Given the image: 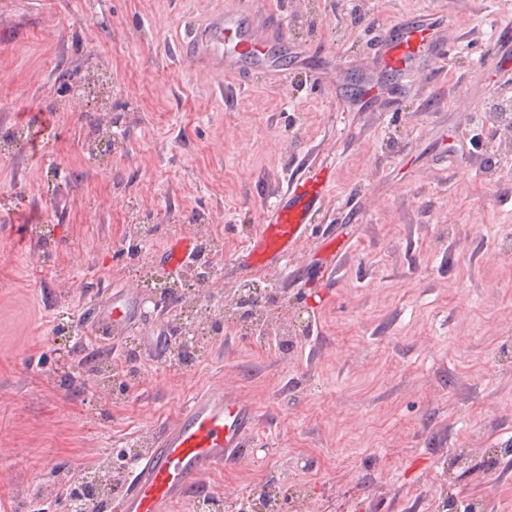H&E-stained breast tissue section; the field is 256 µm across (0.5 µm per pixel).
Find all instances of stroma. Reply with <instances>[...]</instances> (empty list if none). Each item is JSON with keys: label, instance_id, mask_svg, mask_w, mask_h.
<instances>
[{"label": "stroma", "instance_id": "obj_1", "mask_svg": "<svg viewBox=\"0 0 512 512\" xmlns=\"http://www.w3.org/2000/svg\"><path fill=\"white\" fill-rule=\"evenodd\" d=\"M241 0H0V512L146 448L198 392L257 410L253 443L205 479L231 507L294 488L298 512H512V0H254L261 66L217 74L182 37ZM380 31L432 25L446 55L386 80L351 6ZM332 170L287 268L255 275L291 343L204 336L177 368L158 334L229 268L308 162ZM215 234V277L158 273L181 235ZM336 278L319 287L326 235ZM169 282L132 342L91 340L113 292Z\"/></svg>", "mask_w": 512, "mask_h": 512}]
</instances>
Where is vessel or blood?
Segmentation results:
<instances>
[{"label":"vessel or blood","instance_id":"vessel-or-blood-1","mask_svg":"<svg viewBox=\"0 0 512 512\" xmlns=\"http://www.w3.org/2000/svg\"><path fill=\"white\" fill-rule=\"evenodd\" d=\"M249 17L246 9L220 15L206 32L188 28L187 38L204 41L215 70L241 59L262 64V36ZM373 50L381 65L403 70L417 56L433 53V38L429 28L404 23L396 26L394 34L376 39ZM332 178V171L310 167L288 182L279 201L266 209L258 231L244 243L234 262L237 277L248 278L284 265L295 244L307 236L312 215L320 209ZM197 253V239L178 237L162 253L160 269L175 276ZM97 322L103 333L116 338L134 329L135 293L128 289L115 292ZM255 419L252 404L224 391L207 389L197 394L173 423L156 433L123 494L115 500L114 512H173L211 471L244 457Z\"/></svg>","mask_w":512,"mask_h":512}]
</instances>
